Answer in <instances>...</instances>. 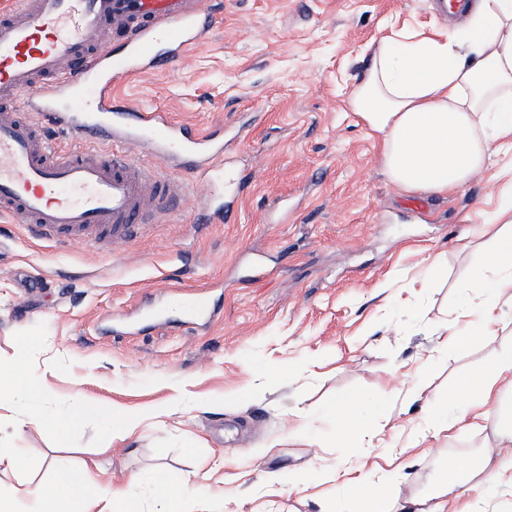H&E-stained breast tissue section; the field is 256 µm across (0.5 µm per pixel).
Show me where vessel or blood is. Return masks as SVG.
Wrapping results in <instances>:
<instances>
[{"instance_id":"b4317fda","label":"vessel or blood","mask_w":512,"mask_h":512,"mask_svg":"<svg viewBox=\"0 0 512 512\" xmlns=\"http://www.w3.org/2000/svg\"><path fill=\"white\" fill-rule=\"evenodd\" d=\"M212 23L200 0H13L0 9V215L39 237L109 252L133 226L200 194L224 213V127L198 132L116 101ZM146 148L150 163L130 158ZM192 173L176 183L171 171Z\"/></svg>"}]
</instances>
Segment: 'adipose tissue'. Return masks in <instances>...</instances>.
<instances>
[{"label": "adipose tissue", "mask_w": 512, "mask_h": 512, "mask_svg": "<svg viewBox=\"0 0 512 512\" xmlns=\"http://www.w3.org/2000/svg\"><path fill=\"white\" fill-rule=\"evenodd\" d=\"M469 29L442 40L380 41L354 85L351 107L375 137L385 172L402 190L445 194L464 187L492 154L512 155V0H473ZM468 311L483 319L476 334L497 340L490 323L512 304V225L486 253L468 287ZM490 422L493 441L478 457L449 460L420 497L392 508L388 486L364 485L356 496L365 512H444L443 500L465 499L485 485L512 486V408ZM88 470L72 471L52 489L26 487L15 500L27 512H55L58 500L81 499Z\"/></svg>", "instance_id": "adipose-tissue-1"}]
</instances>
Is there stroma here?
Listing matches in <instances>:
<instances>
[{
	"mask_svg": "<svg viewBox=\"0 0 512 512\" xmlns=\"http://www.w3.org/2000/svg\"><path fill=\"white\" fill-rule=\"evenodd\" d=\"M208 2L221 20L205 44L115 96L201 130L245 126L231 217L200 223L191 197L112 254L0 217L1 497L86 464L91 500L139 474L142 512L188 478L207 512H332L341 500L361 512L352 484L397 467L395 494L411 498L449 452L485 444L433 434V411L512 346V319L497 345L472 338L449 354L435 330L494 243L512 169L496 160L446 194L406 193L348 103L382 37L441 38L454 21L435 0ZM177 291L214 317L163 313ZM79 401L95 412L58 434L53 419ZM115 411L139 425L114 437ZM345 411L405 451L342 438ZM262 466L294 480L266 489ZM336 468L348 486L322 482Z\"/></svg>",
	"mask_w": 512,
	"mask_h": 512,
	"instance_id": "stroma-1",
	"label": "stroma"
}]
</instances>
